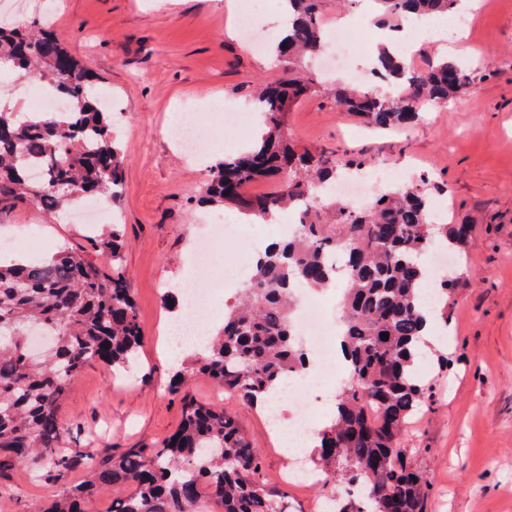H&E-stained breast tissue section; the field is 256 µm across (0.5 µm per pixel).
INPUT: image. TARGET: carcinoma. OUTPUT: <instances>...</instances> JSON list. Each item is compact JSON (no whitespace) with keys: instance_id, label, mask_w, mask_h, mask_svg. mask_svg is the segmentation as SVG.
Segmentation results:
<instances>
[{"instance_id":"cac0c4a2","label":"carcinoma","mask_w":512,"mask_h":512,"mask_svg":"<svg viewBox=\"0 0 512 512\" xmlns=\"http://www.w3.org/2000/svg\"><path fill=\"white\" fill-rule=\"evenodd\" d=\"M377 24L435 18L454 12L458 0H374ZM324 0H288L292 20L272 45L287 76L256 95L265 133L250 149L228 154L211 167L199 202L230 205L263 221L304 206L296 234L269 244L257 256L253 278L202 352L177 373L171 390L206 377L250 404L307 365L291 319L298 288L324 290L345 284L339 347L349 380L336 396V414L317 432L311 461L328 477L334 512H425L427 482L410 461L407 426L432 399L414 373L417 344L427 316L448 319V299L460 277L436 281L428 307L422 292L434 244L466 245L469 224H435L425 178L378 194L366 206L330 196L344 171L336 153L298 152L284 134L293 102L311 92L316 76L301 64L327 45L320 22ZM41 80L67 102L64 112H14L0 108V215L20 206L47 212L88 197L118 202L124 155L103 112L94 75L50 30L0 27V70ZM373 71L401 84L396 99L347 83L331 89L336 103L378 129L405 127L419 119L425 102L443 105L467 86V68L446 60L411 69L387 51ZM41 180L27 181L29 165ZM267 180L275 190L247 196L245 187ZM112 258V272L82 249L62 248L47 261L0 263V475L25 467L59 479L82 454H59L81 426L60 415L69 387L93 362L116 371L138 357L144 339L132 289L121 270L123 234L96 244ZM53 336L43 358L25 354L28 329ZM389 334L385 340L380 334ZM109 347H104L105 343ZM102 486L129 489L112 512H288V494L264 481L261 457L236 421L187 395L179 428L156 447L126 448L89 466L87 480L70 485L33 512H87Z\"/></svg>"}]
</instances>
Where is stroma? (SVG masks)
Listing matches in <instances>:
<instances>
[{"label": "stroma", "instance_id": "35a3bbf8", "mask_svg": "<svg viewBox=\"0 0 512 512\" xmlns=\"http://www.w3.org/2000/svg\"><path fill=\"white\" fill-rule=\"evenodd\" d=\"M53 29L84 60L110 96L109 112L124 154L122 196L113 223L75 224L38 208L0 216V241L35 236L38 259L61 245L100 261L96 242L120 224L122 270L136 304L144 346L126 373L87 366L65 397L61 415L80 423V450L101 460L121 448L155 446L181 421L179 394L169 389L166 301L189 274L207 280L229 272L223 259L193 271L191 247L220 206L199 203L209 170L188 161L168 137L184 102L211 109H250L257 85L280 79L285 65L254 53L230 26L224 0H54ZM473 28L447 50L419 43L413 67L440 57L468 66L471 81L457 101L427 105L414 126L379 131L328 97L323 86L295 102L285 131L295 147L335 151L343 159L429 178L448 223L474 226L456 257L463 285L448 302L442 347L418 364L435 402L413 421L406 446L428 481L425 512H512V0L471 12ZM206 378L188 388L197 401L224 410L261 452L263 472L279 487L286 450L265 413L216 397ZM87 477L79 464L60 481L17 469L13 484L31 502L53 499Z\"/></svg>", "mask_w": 512, "mask_h": 512}]
</instances>
